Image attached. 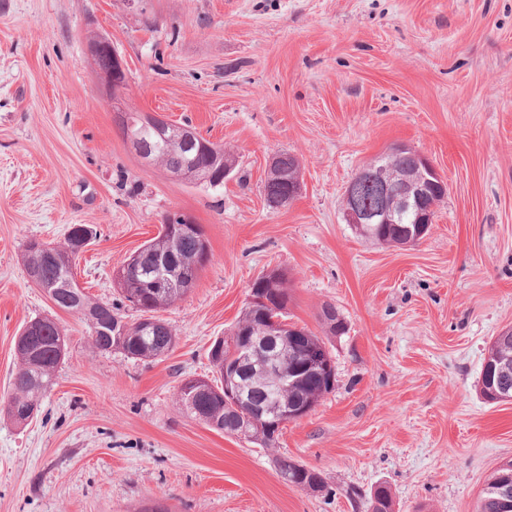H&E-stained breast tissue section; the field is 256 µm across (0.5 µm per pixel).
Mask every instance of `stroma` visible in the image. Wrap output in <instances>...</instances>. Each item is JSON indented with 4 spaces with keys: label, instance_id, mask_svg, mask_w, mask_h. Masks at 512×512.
I'll return each instance as SVG.
<instances>
[{
    "label": "stroma",
    "instance_id": "1",
    "mask_svg": "<svg viewBox=\"0 0 512 512\" xmlns=\"http://www.w3.org/2000/svg\"><path fill=\"white\" fill-rule=\"evenodd\" d=\"M96 35L125 61L127 104L236 161L223 187L143 163L96 73ZM399 145L447 183L412 246L343 216L354 174ZM283 151L301 192L271 210L262 186ZM171 211L212 257L161 313L177 340L165 357L96 349L27 278L29 240L93 226L76 277L135 322L114 272ZM271 267L291 322L322 334L331 305L347 331L326 342L333 390L266 449L211 429L176 391L214 378L211 343ZM44 316L67 352L37 418L0 413V512H367L381 483L395 512H476L512 460V403L479 392L490 342L512 328V0H0V398L16 336ZM283 454L324 490L282 483Z\"/></svg>",
    "mask_w": 512,
    "mask_h": 512
}]
</instances>
